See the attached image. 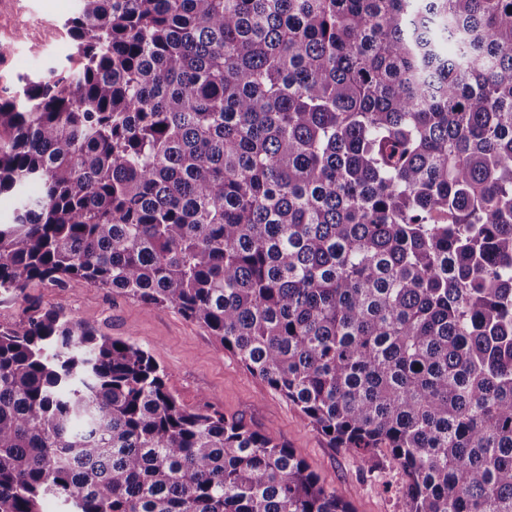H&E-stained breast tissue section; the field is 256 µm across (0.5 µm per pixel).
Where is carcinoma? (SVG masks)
I'll return each instance as SVG.
<instances>
[{"instance_id": "obj_1", "label": "carcinoma", "mask_w": 512, "mask_h": 512, "mask_svg": "<svg viewBox=\"0 0 512 512\" xmlns=\"http://www.w3.org/2000/svg\"><path fill=\"white\" fill-rule=\"evenodd\" d=\"M0 95V302L170 306L405 512H512V0H79ZM351 512L59 309L0 326V512Z\"/></svg>"}]
</instances>
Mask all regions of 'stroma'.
Instances as JSON below:
<instances>
[{"label":"stroma","instance_id":"35a3bbf8","mask_svg":"<svg viewBox=\"0 0 512 512\" xmlns=\"http://www.w3.org/2000/svg\"><path fill=\"white\" fill-rule=\"evenodd\" d=\"M19 33L0 58V92L18 88L20 76H39L65 60L68 46L50 43L42 27L62 24L78 0H12ZM60 308L102 333L146 349L166 373L170 391L186 409L207 401L229 418L271 435L292 448L321 481L342 491L353 512H403L404 476L387 449L377 451L375 466L333 447L294 405L249 372L211 333L170 307L149 308L137 300L79 279L63 286L35 283L22 296L0 303V324L16 325L28 312Z\"/></svg>","mask_w":512,"mask_h":512}]
</instances>
